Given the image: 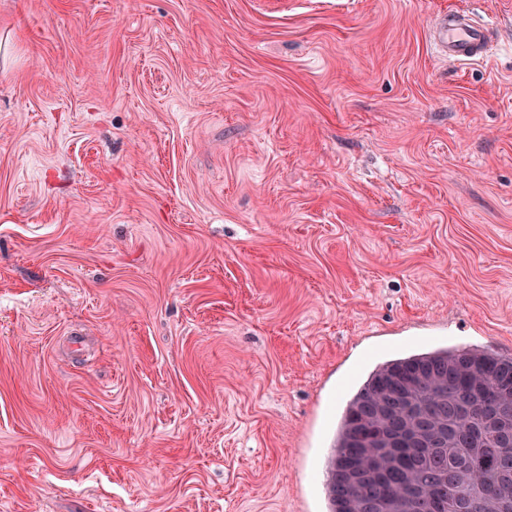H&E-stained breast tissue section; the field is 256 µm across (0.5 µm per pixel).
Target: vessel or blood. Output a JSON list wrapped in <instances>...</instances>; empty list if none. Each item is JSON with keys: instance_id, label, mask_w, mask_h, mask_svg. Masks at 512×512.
Wrapping results in <instances>:
<instances>
[{"instance_id": "1", "label": "vessel or blood", "mask_w": 512, "mask_h": 512, "mask_svg": "<svg viewBox=\"0 0 512 512\" xmlns=\"http://www.w3.org/2000/svg\"><path fill=\"white\" fill-rule=\"evenodd\" d=\"M492 26L459 13L441 15L427 31L430 46L438 56L456 61H476L489 56Z\"/></svg>"}]
</instances>
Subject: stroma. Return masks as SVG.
Segmentation results:
<instances>
[{
    "label": "stroma",
    "instance_id": "35a3bbf8",
    "mask_svg": "<svg viewBox=\"0 0 512 512\" xmlns=\"http://www.w3.org/2000/svg\"><path fill=\"white\" fill-rule=\"evenodd\" d=\"M4 38L0 512H327L377 364L512 354V0H0ZM495 28L459 13L441 15L427 31L430 46L438 56L456 61H476L491 53Z\"/></svg>",
    "mask_w": 512,
    "mask_h": 512
}]
</instances>
